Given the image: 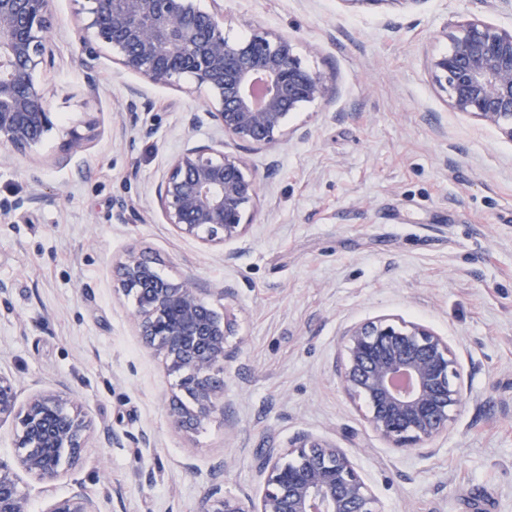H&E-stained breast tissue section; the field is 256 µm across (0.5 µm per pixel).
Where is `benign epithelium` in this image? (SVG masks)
Returning <instances> with one entry per match:
<instances>
[{"label": "benign epithelium", "mask_w": 512, "mask_h": 512, "mask_svg": "<svg viewBox=\"0 0 512 512\" xmlns=\"http://www.w3.org/2000/svg\"><path fill=\"white\" fill-rule=\"evenodd\" d=\"M78 28L82 63L90 68L106 54L123 72L154 85L183 78L207 94V108L193 112L189 127L206 123L243 149L280 143L288 115L316 101L333 99L321 73L306 67L285 36L256 29L234 40L224 33V12L206 11L197 0H85ZM350 6H412L420 0H342ZM53 0H0V159L33 151L53 129L35 75L55 67L51 42ZM448 51L430 59L439 87L454 112L497 129L512 141V28L479 18L444 32ZM123 126L149 130L150 105L131 90ZM87 133L68 131L67 151L81 150ZM259 181L244 158L224 142H193L178 153L155 187L165 222L179 234L211 247L237 242L252 224ZM113 288L133 298L138 336L163 355L178 389L193 407L178 406L181 426L192 428L224 412L225 308L203 297L191 276L163 278L131 251L117 264ZM335 374L368 427L389 447L410 452L430 448L448 431L466 401L461 364L448 338L427 326L378 318L348 327ZM15 429L16 464L39 480L55 479L61 461L78 467L90 425L69 397L44 391L18 400L13 381L0 373V423ZM261 493L240 497L215 483L200 512H381L372 488L346 449L301 434L285 447L261 454ZM29 490L13 468L0 463V512H29ZM47 512H98L86 486L76 481Z\"/></svg>", "instance_id": "1"}]
</instances>
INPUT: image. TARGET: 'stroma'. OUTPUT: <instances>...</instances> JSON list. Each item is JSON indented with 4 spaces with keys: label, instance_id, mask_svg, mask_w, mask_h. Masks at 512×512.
Listing matches in <instances>:
<instances>
[{
    "label": "stroma",
    "instance_id": "1",
    "mask_svg": "<svg viewBox=\"0 0 512 512\" xmlns=\"http://www.w3.org/2000/svg\"><path fill=\"white\" fill-rule=\"evenodd\" d=\"M224 10L230 38H291L329 77L330 103L290 114L307 129L245 153L260 198L248 234L226 249L178 235L154 187L204 106L189 80L153 85L108 57L81 63L78 0H55L54 70L38 73L57 125L33 152L0 163V372L20 399L70 394L90 422L81 465L21 480L29 512L70 481L100 512H198L214 480L260 486V449L300 433L348 448L382 512H512V141L451 111L429 60L447 27L477 17L512 27L500 0H421L379 13L342 0H198ZM94 78L100 95L84 94ZM153 109L151 135L121 129L129 87ZM93 137L62 163L69 128ZM39 188V204L16 208ZM136 216L112 217L117 202ZM143 253L161 275L236 287L225 310L234 353L224 412L178 426L176 379L115 294L117 262ZM380 317L422 323L457 349L465 405L432 452L388 448L333 373L339 339Z\"/></svg>",
    "mask_w": 512,
    "mask_h": 512
}]
</instances>
